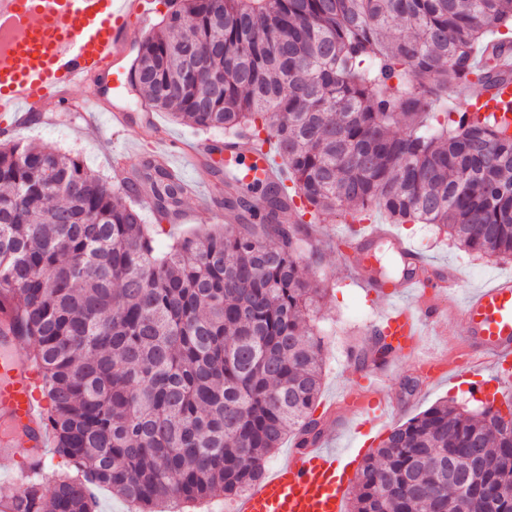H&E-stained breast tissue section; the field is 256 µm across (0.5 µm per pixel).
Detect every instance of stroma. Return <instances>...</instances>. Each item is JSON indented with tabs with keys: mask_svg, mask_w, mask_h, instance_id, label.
<instances>
[{
	"mask_svg": "<svg viewBox=\"0 0 512 512\" xmlns=\"http://www.w3.org/2000/svg\"><path fill=\"white\" fill-rule=\"evenodd\" d=\"M94 93L104 108L117 107L130 115L129 124L119 130H100L87 127L80 112L61 107L50 116L31 111L26 128L18 131V138L38 148L68 151L78 155L86 167L100 176L119 183L126 178L125 170L115 168L113 155L126 144H134L136 151H144L146 144V111L137 94L126 86L104 81L91 88L71 89L69 96L78 100L86 93ZM393 232L413 250L424 256L432 267L455 272L459 277V292L444 298L448 317L454 318L455 333L451 336L426 337L424 348L433 356H455L464 351L465 326L460 321V308L469 293L502 275H512V260L489 255H469L451 240L440 234L432 224H396ZM347 226L336 216L314 225L309 259L312 278L334 283V290L322 305L315 328L323 340L324 371L321 393L322 404L337 402L334 414L324 416V433L320 443L326 448L348 450L362 445L366 454H375L379 442L388 435L389 427L401 424L429 407L445 400L456 404L470 402L466 386L456 385L448 377H434L427 370L401 360L387 370L385 388L394 408L387 417L386 428L368 432V413L342 407L344 394L354 378L367 373V366L354 363L350 352L368 344L383 305L368 298L365 289L354 277L343 255L336 248L339 235Z\"/></svg>",
	"mask_w": 512,
	"mask_h": 512,
	"instance_id": "1",
	"label": "stroma"
}]
</instances>
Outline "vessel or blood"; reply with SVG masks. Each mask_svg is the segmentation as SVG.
<instances>
[{"label":"vessel or blood","mask_w":512,"mask_h":512,"mask_svg":"<svg viewBox=\"0 0 512 512\" xmlns=\"http://www.w3.org/2000/svg\"><path fill=\"white\" fill-rule=\"evenodd\" d=\"M147 0H0V115L9 123L1 132L11 134L27 124L32 106L55 111L69 88L87 85L103 72L113 83L125 78L123 63L129 49L139 45L143 32L131 27L134 17L147 18ZM484 111L512 122V80L499 83L474 98ZM79 109L96 127L124 125L127 114L103 109L97 97L83 99ZM224 160L235 163V175L249 182L280 176L270 147L259 149L233 140L224 144ZM371 256L358 252L352 268L364 286H375L385 302L378 329L395 348L396 357L420 361L421 337L443 328L447 315L433 296L447 289L446 279L411 276L399 282L373 285ZM472 379L471 395L481 398L484 387L512 384L503 371L512 366V277L496 278L471 292L462 308ZM384 371L367 375L371 392L368 408L375 425L389 412ZM39 376L13 337L0 335V456L10 457L25 428L35 431L29 446V464L42 467L47 429L40 421L42 405ZM352 454L319 445L293 453L289 461L255 486L227 512H346Z\"/></svg>","instance_id":"vessel-or-blood-1"}]
</instances>
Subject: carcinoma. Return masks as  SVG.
<instances>
[{
	"instance_id": "obj_1",
	"label": "carcinoma",
	"mask_w": 512,
	"mask_h": 512,
	"mask_svg": "<svg viewBox=\"0 0 512 512\" xmlns=\"http://www.w3.org/2000/svg\"><path fill=\"white\" fill-rule=\"evenodd\" d=\"M126 83L142 106L268 144L284 178L224 183L239 222L162 254L185 189L146 160L116 186L79 157L0 144V327L26 346L68 470L28 469L6 512H136L240 496L288 437L318 443L324 350L310 230L376 209L512 258V134L448 92L508 74L512 0H165ZM490 35L494 51L474 54ZM133 199L124 203L119 194ZM377 334L357 362L394 355ZM349 512H512V421L436 404L359 466ZM92 496L96 512H134L131 505L119 496L112 495L107 487H93Z\"/></svg>"
}]
</instances>
